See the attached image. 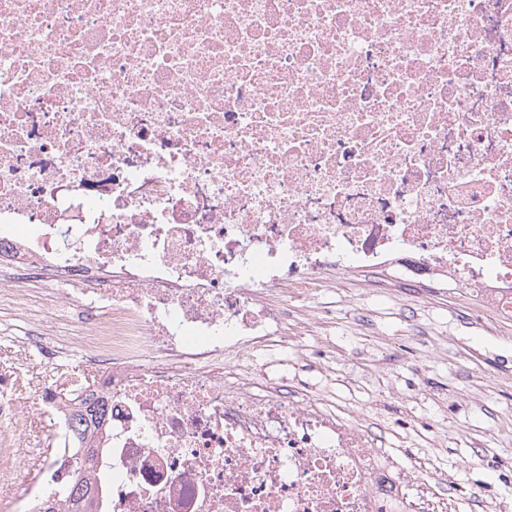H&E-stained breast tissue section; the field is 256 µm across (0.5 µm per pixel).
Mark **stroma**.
Here are the masks:
<instances>
[{
    "mask_svg": "<svg viewBox=\"0 0 512 512\" xmlns=\"http://www.w3.org/2000/svg\"><path fill=\"white\" fill-rule=\"evenodd\" d=\"M323 304L336 338L329 377L317 367L303 381L325 382L337 409L379 445L432 472L446 512H483L487 497L512 506V323L471 325L460 295L421 289L404 300L378 280H339Z\"/></svg>",
    "mask_w": 512,
    "mask_h": 512,
    "instance_id": "obj_1",
    "label": "stroma"
}]
</instances>
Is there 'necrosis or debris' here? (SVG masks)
<instances>
[{
    "label": "necrosis or debris",
    "instance_id": "4bbe7bcc",
    "mask_svg": "<svg viewBox=\"0 0 512 512\" xmlns=\"http://www.w3.org/2000/svg\"><path fill=\"white\" fill-rule=\"evenodd\" d=\"M362 274L512 321V0H0V311L77 317L96 512H432L280 355ZM22 307V313L24 314H27L30 310L36 309L42 311L43 314L46 313V315L53 317V324H51L53 327L50 329L54 335L66 334V328L71 324L70 315L65 316L58 313H56V316L52 315L38 298L30 297L29 300L25 301V304ZM293 315V323H297L302 326L301 331L303 336H300L301 344L306 346L304 348L312 349L316 347L319 343V336H316L317 329L313 323L315 320L312 317V313L303 308H296ZM111 419L112 412L106 404L93 395H88L82 399L80 409L73 415L71 427L78 438L85 439L88 434L91 436Z\"/></svg>",
    "mask_w": 512,
    "mask_h": 512
}]
</instances>
